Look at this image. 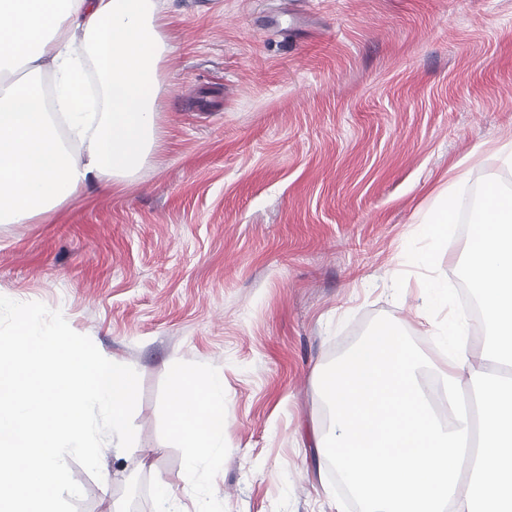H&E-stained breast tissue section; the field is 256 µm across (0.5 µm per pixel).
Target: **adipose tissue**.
Listing matches in <instances>:
<instances>
[{"label":"adipose tissue","instance_id":"1","mask_svg":"<svg viewBox=\"0 0 512 512\" xmlns=\"http://www.w3.org/2000/svg\"><path fill=\"white\" fill-rule=\"evenodd\" d=\"M156 0H0V223L23 224L99 182L137 171L158 145ZM53 76V98L38 81ZM70 141L62 143L57 125ZM171 439L186 466L223 456L224 377L174 372Z\"/></svg>","mask_w":512,"mask_h":512}]
</instances>
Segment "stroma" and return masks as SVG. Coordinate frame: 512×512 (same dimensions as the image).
I'll list each match as a JSON object with an SVG mask.
<instances>
[{"instance_id": "stroma-1", "label": "stroma", "mask_w": 512, "mask_h": 512, "mask_svg": "<svg viewBox=\"0 0 512 512\" xmlns=\"http://www.w3.org/2000/svg\"><path fill=\"white\" fill-rule=\"evenodd\" d=\"M161 142L130 177L0 223V295L140 378L78 512H341L317 373L378 316L437 352L409 240L449 182H512V0H158ZM224 376V462L187 472L172 371ZM166 484L168 500L156 494Z\"/></svg>"}]
</instances>
